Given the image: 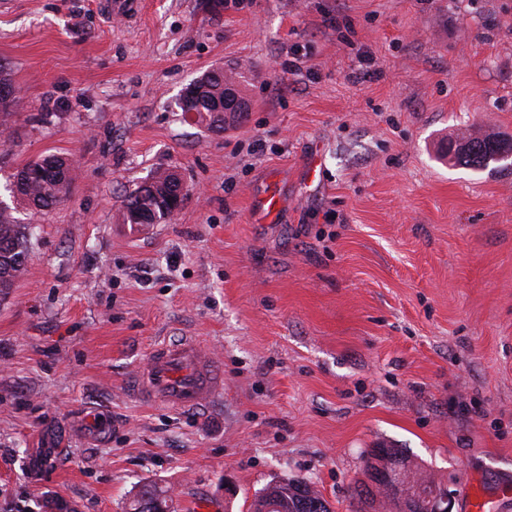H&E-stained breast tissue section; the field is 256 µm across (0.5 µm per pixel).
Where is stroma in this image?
<instances>
[{
    "label": "stroma",
    "mask_w": 512,
    "mask_h": 512,
    "mask_svg": "<svg viewBox=\"0 0 512 512\" xmlns=\"http://www.w3.org/2000/svg\"><path fill=\"white\" fill-rule=\"evenodd\" d=\"M105 2L0 0L19 90L0 201L30 232L0 294V512H128L146 485L169 512H251L292 478L356 512L374 448L404 450L451 512L512 484V164L446 155L512 139V0ZM213 68L249 104L220 133L179 108ZM53 154L69 199L15 206L16 171ZM160 169L184 203L127 224ZM164 336L207 347L222 396L176 413L132 392ZM99 410L112 432L84 440ZM505 147L501 141L491 137H469L465 141L448 144V160L454 164L470 169H482L490 162L498 161L495 156L500 155L501 148Z\"/></svg>",
    "instance_id": "1"
}]
</instances>
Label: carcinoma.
<instances>
[{"mask_svg": "<svg viewBox=\"0 0 512 512\" xmlns=\"http://www.w3.org/2000/svg\"><path fill=\"white\" fill-rule=\"evenodd\" d=\"M196 95L181 104V110L197 112L198 119L211 130L224 129L226 117L241 119L248 111L244 98L233 96L234 104L220 110L226 90L233 83L224 81V70L215 69L202 74L193 83ZM504 144L491 137H470L465 141L448 144V161L470 169H482L501 154ZM75 181L70 159L50 155L27 162L16 174L13 192L29 207L42 209L62 202L71 192ZM177 178L175 173L164 171L155 174L152 180L130 191L125 198V218L131 225L159 224L170 218L175 210L172 195ZM29 259V248L25 228L15 223L7 210L0 209V292L13 287L24 271ZM398 463L405 471L406 485L401 497L409 512H433L432 502L440 484L425 478H410L414 464L399 448H375L365 462V472H376L373 477L377 493L358 484L353 497L361 503H375L376 495L382 494L379 473L387 465ZM330 512L326 500L303 479L274 481L268 484L252 504L253 512Z\"/></svg>", "mask_w": 512, "mask_h": 512, "instance_id": "carcinoma-1", "label": "carcinoma"}]
</instances>
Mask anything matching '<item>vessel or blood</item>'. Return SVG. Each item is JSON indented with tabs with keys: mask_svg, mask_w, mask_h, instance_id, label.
Returning a JSON list of instances; mask_svg holds the SVG:
<instances>
[{
	"mask_svg": "<svg viewBox=\"0 0 512 512\" xmlns=\"http://www.w3.org/2000/svg\"><path fill=\"white\" fill-rule=\"evenodd\" d=\"M139 391L168 409L192 413L223 393L224 375L197 341L165 339L151 347L139 374Z\"/></svg>",
	"mask_w": 512,
	"mask_h": 512,
	"instance_id": "1",
	"label": "vessel or blood"
}]
</instances>
